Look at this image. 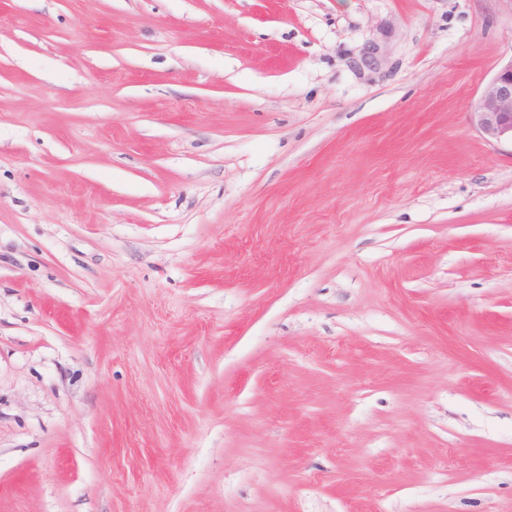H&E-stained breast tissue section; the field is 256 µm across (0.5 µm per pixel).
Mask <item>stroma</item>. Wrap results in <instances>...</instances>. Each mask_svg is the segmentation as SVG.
Returning <instances> with one entry per match:
<instances>
[{"label":"stroma","instance_id":"obj_1","mask_svg":"<svg viewBox=\"0 0 512 512\" xmlns=\"http://www.w3.org/2000/svg\"><path fill=\"white\" fill-rule=\"evenodd\" d=\"M512 0H0V512H512ZM470 120L490 142H512V62L501 67L474 103Z\"/></svg>","mask_w":512,"mask_h":512}]
</instances>
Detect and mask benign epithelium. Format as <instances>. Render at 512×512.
Wrapping results in <instances>:
<instances>
[{"instance_id": "obj_1", "label": "benign epithelium", "mask_w": 512, "mask_h": 512, "mask_svg": "<svg viewBox=\"0 0 512 512\" xmlns=\"http://www.w3.org/2000/svg\"><path fill=\"white\" fill-rule=\"evenodd\" d=\"M470 120L490 142L512 140V62L495 73L474 103Z\"/></svg>"}]
</instances>
